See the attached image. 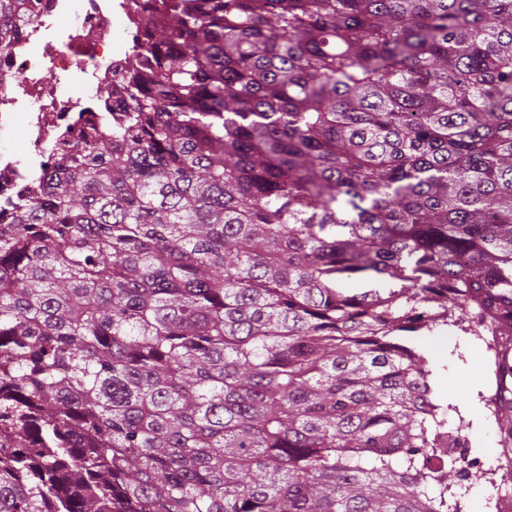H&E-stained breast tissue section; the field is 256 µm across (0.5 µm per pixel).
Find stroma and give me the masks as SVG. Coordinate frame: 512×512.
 Masks as SVG:
<instances>
[{
    "mask_svg": "<svg viewBox=\"0 0 512 512\" xmlns=\"http://www.w3.org/2000/svg\"><path fill=\"white\" fill-rule=\"evenodd\" d=\"M428 358L431 385L439 403L448 408L449 426L465 422L468 457L478 476L462 490L465 512H495L491 499L512 506V481L497 473L508 456L499 425L487 401L495 389L490 374L491 355L483 341L460 327L440 325L416 334Z\"/></svg>",
    "mask_w": 512,
    "mask_h": 512,
    "instance_id": "1",
    "label": "stroma"
}]
</instances>
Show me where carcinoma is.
<instances>
[{"label":"carcinoma","mask_w":512,"mask_h":512,"mask_svg":"<svg viewBox=\"0 0 512 512\" xmlns=\"http://www.w3.org/2000/svg\"><path fill=\"white\" fill-rule=\"evenodd\" d=\"M161 14L0 225V512H464L412 334L468 323L512 441V0Z\"/></svg>","instance_id":"carcinoma-1"}]
</instances>
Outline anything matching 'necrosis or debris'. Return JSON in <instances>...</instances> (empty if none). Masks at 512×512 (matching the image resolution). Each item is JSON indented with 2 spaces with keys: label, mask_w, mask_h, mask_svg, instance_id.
I'll use <instances>...</instances> for the list:
<instances>
[{
  "label": "necrosis or debris",
  "mask_w": 512,
  "mask_h": 512,
  "mask_svg": "<svg viewBox=\"0 0 512 512\" xmlns=\"http://www.w3.org/2000/svg\"><path fill=\"white\" fill-rule=\"evenodd\" d=\"M150 0H28L32 19L0 53V135L23 129L27 151L0 153V222L45 189L61 144L126 117L128 76L160 15Z\"/></svg>",
  "instance_id": "necrosis-or-debris-1"
}]
</instances>
